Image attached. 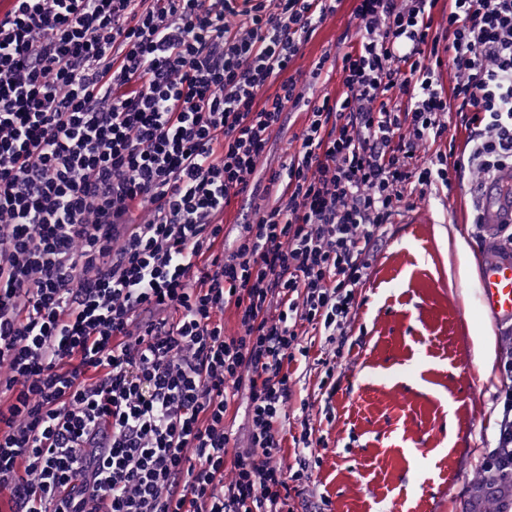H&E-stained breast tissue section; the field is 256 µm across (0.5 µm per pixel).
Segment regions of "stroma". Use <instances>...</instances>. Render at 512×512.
I'll list each match as a JSON object with an SVG mask.
<instances>
[{
    "mask_svg": "<svg viewBox=\"0 0 512 512\" xmlns=\"http://www.w3.org/2000/svg\"><path fill=\"white\" fill-rule=\"evenodd\" d=\"M356 40L350 7L297 64ZM470 175L388 225L342 358L315 472L327 512H468L472 471L495 444L501 326L477 303Z\"/></svg>",
    "mask_w": 512,
    "mask_h": 512,
    "instance_id": "obj_1",
    "label": "stroma"
}]
</instances>
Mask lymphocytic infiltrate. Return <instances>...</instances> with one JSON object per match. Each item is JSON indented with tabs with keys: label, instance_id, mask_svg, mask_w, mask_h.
I'll return each instance as SVG.
<instances>
[{
	"label": "lymphocytic infiltrate",
	"instance_id": "f902f5d3",
	"mask_svg": "<svg viewBox=\"0 0 512 512\" xmlns=\"http://www.w3.org/2000/svg\"><path fill=\"white\" fill-rule=\"evenodd\" d=\"M341 2L17 0L0 24L11 512H325L312 403L286 428L302 359L318 348L332 401L383 227L458 170L512 169V0H354L357 45L296 69ZM334 74L340 95L311 97ZM497 354L482 512L512 499V328ZM303 122V115H299L296 118L295 123L290 127V129L286 130L284 134L280 135L277 139L272 142L270 147V151L268 153V164H272L273 166H277V163L280 161V158L284 155L285 151L290 147V140L293 136V133L298 132L301 124Z\"/></svg>",
	"mask_w": 512,
	"mask_h": 512
}]
</instances>
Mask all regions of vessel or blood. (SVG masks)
I'll list each match as a JSON object with an SVG mask.
<instances>
[{"label": "vessel or blood", "mask_w": 512, "mask_h": 512, "mask_svg": "<svg viewBox=\"0 0 512 512\" xmlns=\"http://www.w3.org/2000/svg\"><path fill=\"white\" fill-rule=\"evenodd\" d=\"M512 173L476 185L471 190L485 231V245H492L502 225H512ZM476 294L483 311L501 321H512V252L479 265Z\"/></svg>", "instance_id": "1"}]
</instances>
